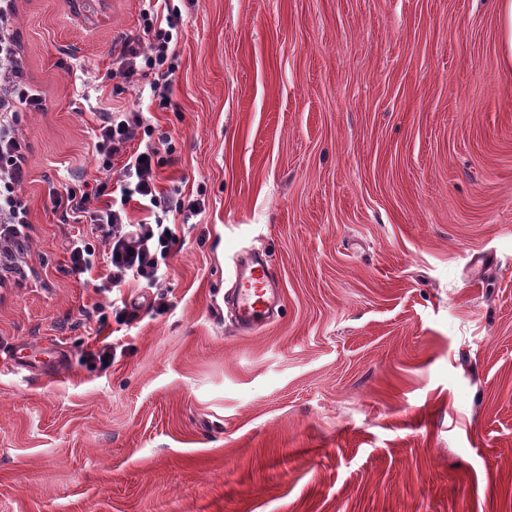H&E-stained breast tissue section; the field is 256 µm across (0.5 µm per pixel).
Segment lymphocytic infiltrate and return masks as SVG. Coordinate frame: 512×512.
Returning a JSON list of instances; mask_svg holds the SVG:
<instances>
[{
	"label": "lymphocytic infiltrate",
	"mask_w": 512,
	"mask_h": 512,
	"mask_svg": "<svg viewBox=\"0 0 512 512\" xmlns=\"http://www.w3.org/2000/svg\"><path fill=\"white\" fill-rule=\"evenodd\" d=\"M148 2L142 35L125 42L118 74L126 80L151 77L152 92L166 106L174 78L173 69L165 65L173 33L162 25L167 0ZM43 102L38 88L0 77V260L7 262L12 261L13 250L21 246L29 227L28 211L19 199L27 177V145L16 129L15 112L21 106L42 109ZM143 127V117L137 111L101 115L94 134L100 172L111 174L113 158L119 154L126 157L110 200H103L99 187L88 191L68 186L54 194V204L61 208L64 220L74 224L90 220L106 243V274L100 289L111 293L113 308L124 316L129 309L122 296L123 286L136 281L147 288L157 287L161 279L159 259L168 254L175 240L174 235L154 231L149 222H130L126 212L129 201L138 199L153 213L180 214L198 210L201 205L200 200L183 202L158 190L153 169L156 148L127 152V145L138 138Z\"/></svg>",
	"instance_id": "1"
}]
</instances>
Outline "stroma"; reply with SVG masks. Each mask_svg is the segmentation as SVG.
<instances>
[{"instance_id":"1","label":"stroma","mask_w":512,"mask_h":512,"mask_svg":"<svg viewBox=\"0 0 512 512\" xmlns=\"http://www.w3.org/2000/svg\"><path fill=\"white\" fill-rule=\"evenodd\" d=\"M145 0H16L31 231L0 288V512H512V68L497 0H168L171 104L113 76ZM143 112L157 290L116 318L51 193ZM279 317L237 334L238 256ZM116 341L108 367L89 353ZM96 248L83 240L73 241L70 251L69 272L75 276L90 274L95 264Z\"/></svg>"}]
</instances>
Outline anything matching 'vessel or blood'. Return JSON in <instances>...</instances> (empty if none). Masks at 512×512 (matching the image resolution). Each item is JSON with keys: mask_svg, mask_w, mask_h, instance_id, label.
<instances>
[{"mask_svg": "<svg viewBox=\"0 0 512 512\" xmlns=\"http://www.w3.org/2000/svg\"><path fill=\"white\" fill-rule=\"evenodd\" d=\"M275 293L276 283L264 260L245 257L238 261L233 304L240 330H254L275 317Z\"/></svg>", "mask_w": 512, "mask_h": 512, "instance_id": "obj_1", "label": "vessel or blood"}]
</instances>
